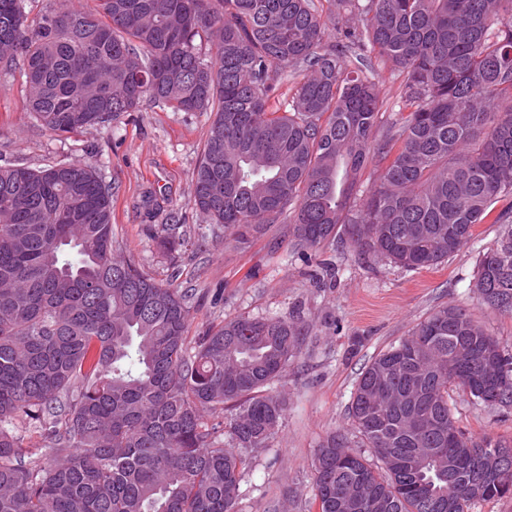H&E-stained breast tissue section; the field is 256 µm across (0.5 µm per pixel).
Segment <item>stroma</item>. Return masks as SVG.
<instances>
[{
  "label": "stroma",
  "mask_w": 512,
  "mask_h": 512,
  "mask_svg": "<svg viewBox=\"0 0 512 512\" xmlns=\"http://www.w3.org/2000/svg\"><path fill=\"white\" fill-rule=\"evenodd\" d=\"M208 124L203 112L150 107L60 139L24 112L20 83L0 84V164L67 160L99 169L115 189L112 224L124 253L156 280L195 293L188 344L237 316H301L303 342L272 387L286 403L284 418L269 447L248 450L237 510L318 512L317 449L333 432L359 446L348 405L359 374L380 351L446 306L465 309L512 351V313L486 306L474 286L478 253L493 244L498 227L477 225L474 242L436 268L416 271L365 254L344 235L316 255L294 254L285 223L243 243L227 239L189 206ZM173 214L188 239L174 264L153 238ZM324 262L335 264L336 279L317 288L311 276ZM448 403L466 435L512 440V407L474 404L457 388Z\"/></svg>",
  "instance_id": "1"
}]
</instances>
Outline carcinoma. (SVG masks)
Wrapping results in <instances>:
<instances>
[{
    "label": "carcinoma",
    "mask_w": 512,
    "mask_h": 512,
    "mask_svg": "<svg viewBox=\"0 0 512 512\" xmlns=\"http://www.w3.org/2000/svg\"><path fill=\"white\" fill-rule=\"evenodd\" d=\"M0 0V74L24 109L67 138L140 112H208L193 209L243 242L292 221L291 247L319 249L346 226L361 250L408 270L499 234L475 288L512 313V0ZM348 23L327 41L336 17ZM376 55L404 79L386 138ZM303 77L279 100L290 72ZM379 180L354 196L368 161ZM114 189L88 164L0 165V512H236L248 459L285 403L270 392L297 353L300 319L237 317L188 351L193 293L164 286L116 246ZM176 260L177 224L155 236ZM512 405V352L464 310L443 307L377 354L348 413L371 464L331 434L315 460L318 512H469L512 496L500 480L448 489L446 458L512 442L466 436L448 388ZM232 409L227 435L207 416ZM53 462L25 458L16 422Z\"/></svg>",
    "instance_id": "obj_1"
}]
</instances>
